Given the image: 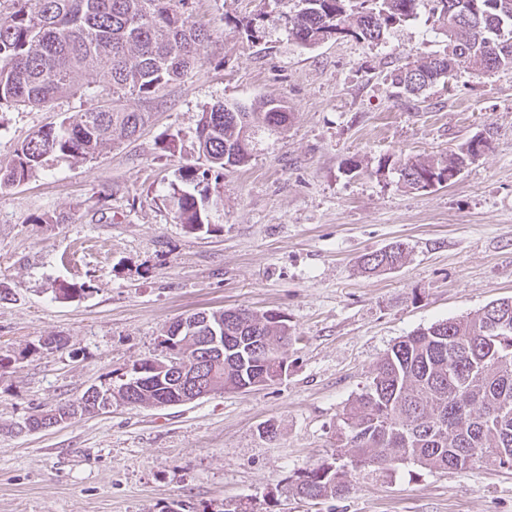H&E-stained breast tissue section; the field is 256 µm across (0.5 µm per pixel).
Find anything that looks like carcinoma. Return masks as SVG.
I'll use <instances>...</instances> for the list:
<instances>
[{
  "mask_svg": "<svg viewBox=\"0 0 512 512\" xmlns=\"http://www.w3.org/2000/svg\"><path fill=\"white\" fill-rule=\"evenodd\" d=\"M288 11L262 9L234 24L256 39L266 22L284 27L288 41L312 49L334 39L377 45L390 30L417 18L421 0H267ZM0 9V107H44L83 91L94 97L89 75L102 71L112 98L65 116L35 132L17 149L0 184L19 185L49 161H90L120 141L134 137L174 81L197 68L201 47L213 33L193 20L194 0H9ZM432 14L447 47L418 57L391 73L399 95H416L446 78L448 67L464 63L486 74L512 68V0H431ZM135 95L137 111L122 100ZM285 101L263 98L249 106L218 101L198 121L197 164L182 179L194 186L220 181L224 171L245 166L258 130L288 125ZM485 147L467 139L439 158L396 164L386 158L377 171L396 170L412 190L442 183L447 172L472 164ZM179 222L196 233H211L209 212L217 200L179 190L174 195ZM398 246L367 253L371 270L402 260ZM499 314L482 308L466 319H447L396 341L377 363L373 376L343 413L338 458L296 473L292 491L306 500H335L351 490L348 474L392 471L412 462L435 470L466 471L485 459L512 469V299L498 302ZM224 336V363L210 366L214 392L238 391L255 380L271 379L280 364L255 355L260 338L287 360L288 325L273 311L210 310ZM159 369L145 360L126 384L143 407L159 401L157 385L139 380Z\"/></svg>",
  "mask_w": 512,
  "mask_h": 512,
  "instance_id": "carcinoma-1",
  "label": "carcinoma"
}]
</instances>
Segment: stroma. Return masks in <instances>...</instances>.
<instances>
[{"label": "stroma", "mask_w": 512, "mask_h": 512, "mask_svg": "<svg viewBox=\"0 0 512 512\" xmlns=\"http://www.w3.org/2000/svg\"><path fill=\"white\" fill-rule=\"evenodd\" d=\"M263 6L198 0L214 40L134 139L0 185V512H512V470L490 460L360 475L335 501L288 486L335 454L345 407L399 337L512 298V70L461 67L399 97L387 74L445 46L428 0L381 44L312 49L279 28L254 41L224 23ZM269 96L287 102L291 123L256 134L248 165L224 174L215 231L190 232L173 193L197 162L202 112ZM90 105L75 95L0 108V166L38 129ZM488 127L489 149L448 186L410 190L377 170L380 157L445 153ZM43 214L53 223H37ZM394 243L403 265L364 270L366 253ZM62 283L77 294L55 295ZM220 308L285 317L281 381L184 405L116 402L4 433L89 387L120 386L164 356L172 322ZM53 337L60 347L45 348Z\"/></svg>", "instance_id": "1"}]
</instances>
